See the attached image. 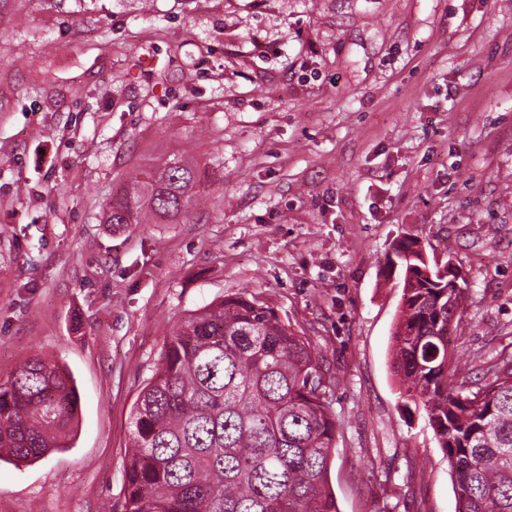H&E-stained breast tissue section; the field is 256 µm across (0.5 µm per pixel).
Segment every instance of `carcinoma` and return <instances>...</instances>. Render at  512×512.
I'll list each match as a JSON object with an SVG mask.
<instances>
[{
    "mask_svg": "<svg viewBox=\"0 0 512 512\" xmlns=\"http://www.w3.org/2000/svg\"><path fill=\"white\" fill-rule=\"evenodd\" d=\"M201 183L170 156L129 177L107 224H171ZM403 308L393 334L401 394L421 402L456 474V512H512V351L472 381L448 330L464 288L423 276L420 241L393 249ZM311 343L273 309L228 297L170 336L130 416L124 512H339L328 486L338 428ZM78 396L69 372L34 357L0 383V458L38 459L71 438Z\"/></svg>",
    "mask_w": 512,
    "mask_h": 512,
    "instance_id": "carcinoma-1",
    "label": "carcinoma"
}]
</instances>
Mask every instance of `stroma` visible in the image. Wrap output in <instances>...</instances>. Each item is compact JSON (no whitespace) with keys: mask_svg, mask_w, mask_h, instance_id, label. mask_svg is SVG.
<instances>
[{"mask_svg":"<svg viewBox=\"0 0 512 512\" xmlns=\"http://www.w3.org/2000/svg\"><path fill=\"white\" fill-rule=\"evenodd\" d=\"M171 153L205 174L187 215L104 223ZM407 235L466 274L480 372L512 347V0H0V381L40 357L79 399L70 447L0 461V512H121L134 402L229 296L337 378L339 512H455L391 369Z\"/></svg>","mask_w":512,"mask_h":512,"instance_id":"stroma-1","label":"stroma"}]
</instances>
